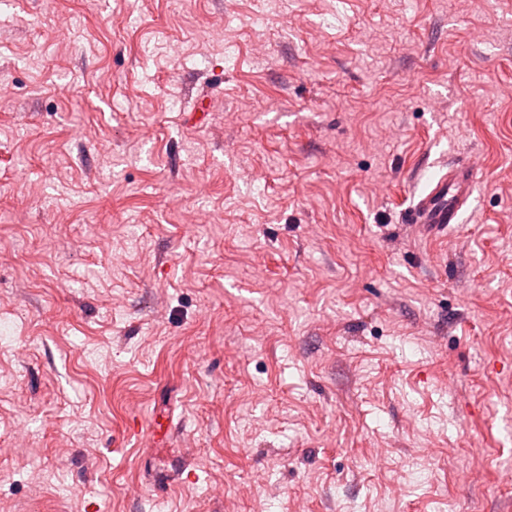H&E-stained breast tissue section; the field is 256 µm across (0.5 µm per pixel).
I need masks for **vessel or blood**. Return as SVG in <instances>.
<instances>
[{"label":"vessel or blood","instance_id":"vessel-or-blood-1","mask_svg":"<svg viewBox=\"0 0 512 512\" xmlns=\"http://www.w3.org/2000/svg\"><path fill=\"white\" fill-rule=\"evenodd\" d=\"M476 180L475 170L460 164L451 167L407 212L405 221L421 234L433 238L460 223Z\"/></svg>","mask_w":512,"mask_h":512}]
</instances>
